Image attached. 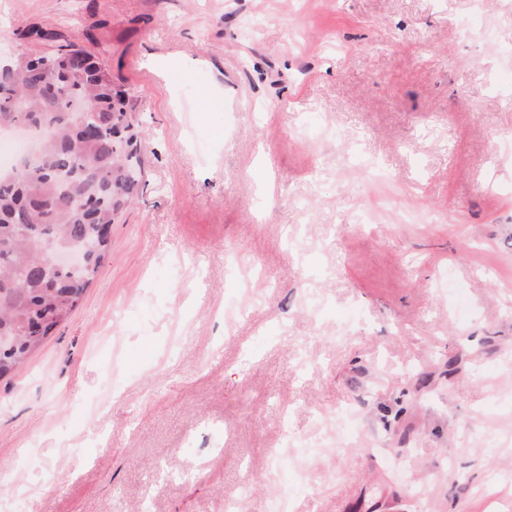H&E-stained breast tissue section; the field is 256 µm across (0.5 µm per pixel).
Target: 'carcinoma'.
Listing matches in <instances>:
<instances>
[{"mask_svg": "<svg viewBox=\"0 0 512 512\" xmlns=\"http://www.w3.org/2000/svg\"><path fill=\"white\" fill-rule=\"evenodd\" d=\"M54 59L63 99L39 73ZM17 125L42 132V143L26 169H0V379L69 319L112 252L116 214L138 193L143 142L112 73L73 43L0 75V129ZM48 250L85 260L61 269L44 262Z\"/></svg>", "mask_w": 512, "mask_h": 512, "instance_id": "carcinoma-1", "label": "carcinoma"}]
</instances>
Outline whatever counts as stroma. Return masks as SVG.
Listing matches in <instances>:
<instances>
[{
	"instance_id": "stroma-1",
	"label": "stroma",
	"mask_w": 512,
	"mask_h": 512,
	"mask_svg": "<svg viewBox=\"0 0 512 512\" xmlns=\"http://www.w3.org/2000/svg\"><path fill=\"white\" fill-rule=\"evenodd\" d=\"M72 41L144 183L0 380V512H512V0H0Z\"/></svg>"
}]
</instances>
